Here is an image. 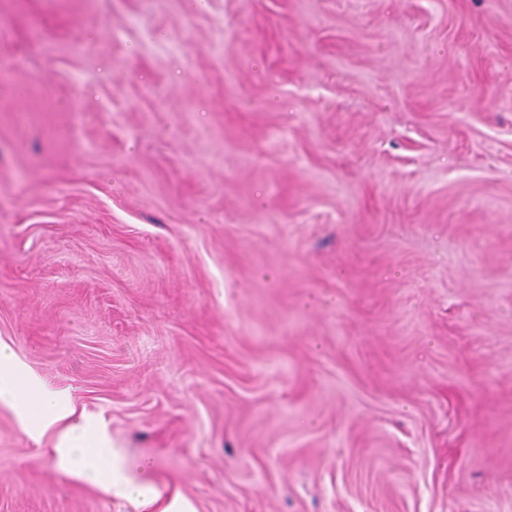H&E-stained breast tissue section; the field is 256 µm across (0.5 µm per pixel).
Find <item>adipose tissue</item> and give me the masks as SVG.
Segmentation results:
<instances>
[{"mask_svg":"<svg viewBox=\"0 0 512 512\" xmlns=\"http://www.w3.org/2000/svg\"><path fill=\"white\" fill-rule=\"evenodd\" d=\"M0 395L16 405L22 428L35 442H42L48 431H55L56 439L46 454L58 470L69 471L77 440L91 435L87 423L75 418L74 407L65 403L61 394L23 374L12 353L1 346Z\"/></svg>","mask_w":512,"mask_h":512,"instance_id":"ef3b65f1","label":"adipose tissue"}]
</instances>
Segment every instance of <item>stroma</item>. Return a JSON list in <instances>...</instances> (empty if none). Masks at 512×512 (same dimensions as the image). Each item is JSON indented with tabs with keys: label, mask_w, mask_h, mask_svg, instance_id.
<instances>
[{
	"label": "stroma",
	"mask_w": 512,
	"mask_h": 512,
	"mask_svg": "<svg viewBox=\"0 0 512 512\" xmlns=\"http://www.w3.org/2000/svg\"><path fill=\"white\" fill-rule=\"evenodd\" d=\"M0 344L161 504L512 512V0H0Z\"/></svg>",
	"instance_id": "obj_1"
}]
</instances>
